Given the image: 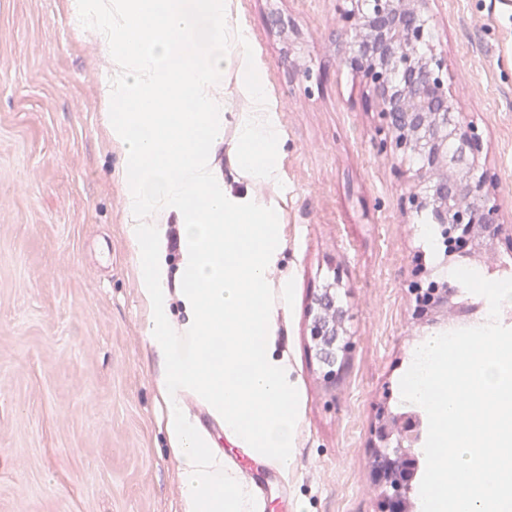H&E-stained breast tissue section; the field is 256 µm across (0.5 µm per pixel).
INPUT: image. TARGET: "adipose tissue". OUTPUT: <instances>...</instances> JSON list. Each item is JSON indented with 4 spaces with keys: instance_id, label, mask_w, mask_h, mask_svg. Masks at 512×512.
<instances>
[{
    "instance_id": "1",
    "label": "adipose tissue",
    "mask_w": 512,
    "mask_h": 512,
    "mask_svg": "<svg viewBox=\"0 0 512 512\" xmlns=\"http://www.w3.org/2000/svg\"><path fill=\"white\" fill-rule=\"evenodd\" d=\"M106 45L100 88L111 144L124 159V220L137 249L144 333L163 365L164 429L180 476L181 512H259L185 406L202 403L236 447L280 470L294 462L296 385L276 351L287 281L273 283L285 241L275 197L281 130L232 0H76ZM233 79L241 100L219 91ZM227 144L251 184L233 191L214 163ZM181 226L170 265L165 230ZM177 290H170V283Z\"/></svg>"
}]
</instances>
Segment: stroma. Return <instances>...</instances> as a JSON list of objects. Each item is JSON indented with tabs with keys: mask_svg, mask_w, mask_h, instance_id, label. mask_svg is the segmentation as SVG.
<instances>
[{
	"mask_svg": "<svg viewBox=\"0 0 512 512\" xmlns=\"http://www.w3.org/2000/svg\"><path fill=\"white\" fill-rule=\"evenodd\" d=\"M71 0H0V512H180L160 367L144 334L137 255L122 224L123 163L101 122L104 47ZM336 0H234L262 66L284 145L283 179L258 187L283 209L287 279L277 345L296 383L294 463L233 446L185 405L264 512H376L370 431L448 318L421 321L408 285L435 268L434 226L400 206L411 183L377 154L380 123ZM431 42L484 139L499 221L512 225V0H431ZM334 286L345 313L324 377L308 310Z\"/></svg>",
	"mask_w": 512,
	"mask_h": 512,
	"instance_id": "35a3bbf8",
	"label": "stroma"
}]
</instances>
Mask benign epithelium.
Returning <instances> with one entry per match:
<instances>
[{"mask_svg": "<svg viewBox=\"0 0 512 512\" xmlns=\"http://www.w3.org/2000/svg\"><path fill=\"white\" fill-rule=\"evenodd\" d=\"M338 11L350 35L342 63L365 79L381 119L378 153L402 163L417 160L409 168L413 186L402 197L403 209L426 212L432 223L449 230L451 253L480 257L501 239L512 246V225L498 222V204L486 193L488 175L479 163L482 138L456 111L445 59L429 43V0H339ZM425 272L419 268L409 285L417 315L457 314L448 281L431 285ZM330 296L327 291L315 299L310 336L322 346L326 377L334 381L343 314L325 308ZM419 433L416 420L379 412L373 433L379 512L408 510L411 477L401 472L400 462L414 457Z\"/></svg>", "mask_w": 512, "mask_h": 512, "instance_id": "7a95c632", "label": "benign epithelium"}]
</instances>
